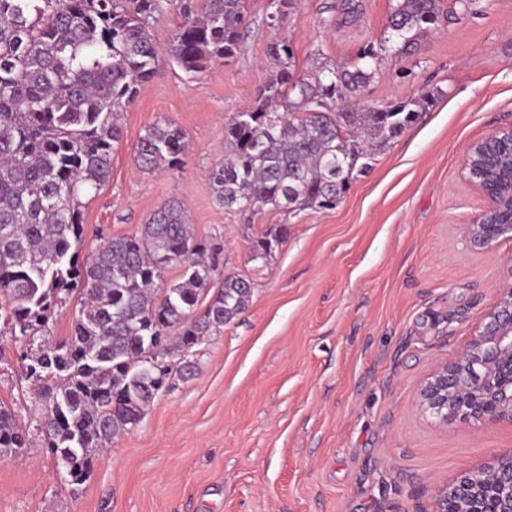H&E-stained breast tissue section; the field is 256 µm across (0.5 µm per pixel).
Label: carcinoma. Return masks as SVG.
Here are the masks:
<instances>
[{
    "instance_id": "obj_1",
    "label": "carcinoma",
    "mask_w": 512,
    "mask_h": 512,
    "mask_svg": "<svg viewBox=\"0 0 512 512\" xmlns=\"http://www.w3.org/2000/svg\"><path fill=\"white\" fill-rule=\"evenodd\" d=\"M169 0H0V319L22 339L45 326L61 293L81 295L70 336L27 355L38 384L41 427L68 482L84 484L96 454L137 425L163 392L158 374L141 371L155 349L190 352L248 305L251 283L228 276L208 303L207 247L196 240L183 202L170 199L135 236L105 238L90 260L83 241V199L112 172L121 138L118 118L160 72L166 58L186 75L234 55L242 0H180L179 23L161 50L151 25ZM441 0H396L389 28L410 54L438 23ZM274 71L252 106L224 129V164L209 181L226 209L271 205L294 212L330 209L346 192L356 165L369 167L368 143L401 135L428 104L422 96L362 112L357 100L372 82L374 46L363 64L295 72L287 39L270 46ZM185 133L167 123L147 126L135 147L149 172L181 167ZM364 163H359V160ZM287 236L282 226L258 239L266 255ZM181 280L157 292L162 272ZM27 434L0 406V459L26 447Z\"/></svg>"
}]
</instances>
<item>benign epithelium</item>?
<instances>
[{
	"instance_id": "benign-epithelium-1",
	"label": "benign epithelium",
	"mask_w": 512,
	"mask_h": 512,
	"mask_svg": "<svg viewBox=\"0 0 512 512\" xmlns=\"http://www.w3.org/2000/svg\"><path fill=\"white\" fill-rule=\"evenodd\" d=\"M512 126L499 128L466 149L462 168L478 190L492 183L491 209L507 217L488 220V212L467 225L479 251L512 239ZM421 404L440 424L456 421L507 423L512 426V286L478 323L456 353L438 363L420 387ZM433 512H512V448L435 490Z\"/></svg>"
}]
</instances>
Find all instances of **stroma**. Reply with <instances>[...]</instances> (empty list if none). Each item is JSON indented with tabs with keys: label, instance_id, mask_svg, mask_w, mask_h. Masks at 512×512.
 Listing matches in <instances>:
<instances>
[{
	"label": "stroma",
	"instance_id": "obj_1",
	"mask_svg": "<svg viewBox=\"0 0 512 512\" xmlns=\"http://www.w3.org/2000/svg\"><path fill=\"white\" fill-rule=\"evenodd\" d=\"M339 0H246L233 57L196 78L164 65L121 116L112 174L83 209L88 257L104 236L135 234L165 200H183L198 241L219 245L209 283H252L247 307L194 354L141 421L97 453L89 480L61 479L40 430L23 353L69 336L70 295L44 330L0 335V403L28 431L0 460V512H432L437 486L512 448V426L443 425L418 396L424 375L474 333L512 282V239L476 250L466 227L491 205L461 167L465 147L512 125V0H442L444 20L412 55L386 45L395 0H362L336 25ZM285 38L298 75L352 65L379 46L360 108L430 96L399 137L373 148L331 209L229 211L208 172L224 161V128L254 101ZM168 121L189 137L181 168L150 173L134 148ZM286 239L264 258L255 240Z\"/></svg>",
	"mask_w": 512,
	"mask_h": 512
}]
</instances>
